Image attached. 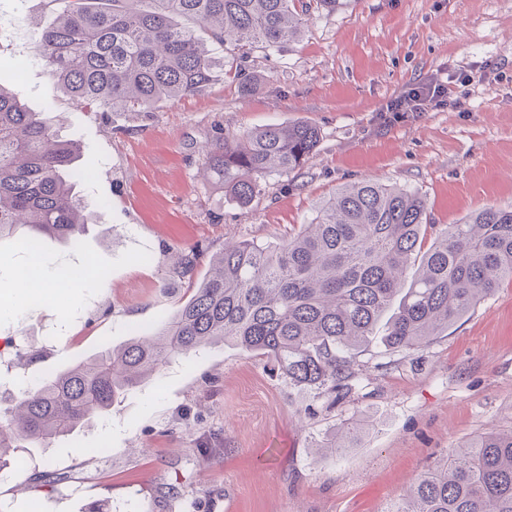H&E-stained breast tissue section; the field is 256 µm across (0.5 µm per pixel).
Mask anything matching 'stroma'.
Returning a JSON list of instances; mask_svg holds the SVG:
<instances>
[{
	"label": "stroma",
	"mask_w": 512,
	"mask_h": 512,
	"mask_svg": "<svg viewBox=\"0 0 512 512\" xmlns=\"http://www.w3.org/2000/svg\"><path fill=\"white\" fill-rule=\"evenodd\" d=\"M54 0H0V78L27 109L80 141L76 181L89 217L78 244L47 237L41 258L75 276L35 305L17 271L29 256L0 242V346L39 357L29 379L154 332L191 296L225 243L273 246L337 188L372 177L427 203L426 242L472 211L512 207V0H337L300 40L259 57L252 95L221 79L148 114L73 103L35 58L29 22ZM460 107L415 112L390 100L444 74ZM306 122L321 140L302 169L267 178L245 208L200 174L218 134ZM199 251L192 276L171 256ZM352 389L332 399L297 387L266 358L218 343L172 360L111 413L0 481V512H386L427 466L472 437L512 427V280L449 327L403 352L372 343ZM355 433L343 454L323 446ZM53 485L33 487L42 471Z\"/></svg>",
	"instance_id": "stroma-1"
}]
</instances>
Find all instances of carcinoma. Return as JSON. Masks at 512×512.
<instances>
[{"instance_id":"carcinoma-1","label":"carcinoma","mask_w":512,"mask_h":512,"mask_svg":"<svg viewBox=\"0 0 512 512\" xmlns=\"http://www.w3.org/2000/svg\"><path fill=\"white\" fill-rule=\"evenodd\" d=\"M55 19L33 28L36 59L71 99L111 118L151 112L204 91L218 77L253 93L246 65L257 49L297 41L312 13L336 0H55ZM319 130L268 125L220 134L201 150L208 178L242 206L268 176L301 168ZM80 141L30 112L0 81V240L37 254L53 237L74 245L88 224L68 174ZM419 195L371 180L347 184L311 223L275 247L232 242L188 301L155 333L106 347L0 398V473L26 448H43L112 409L119 396L173 359L212 343L274 361L294 386L349 391L359 350L397 306L383 336L417 348L512 279V208L473 211L439 233L409 288L403 279L425 234ZM387 512H512V429L477 436L423 471Z\"/></svg>"}]
</instances>
